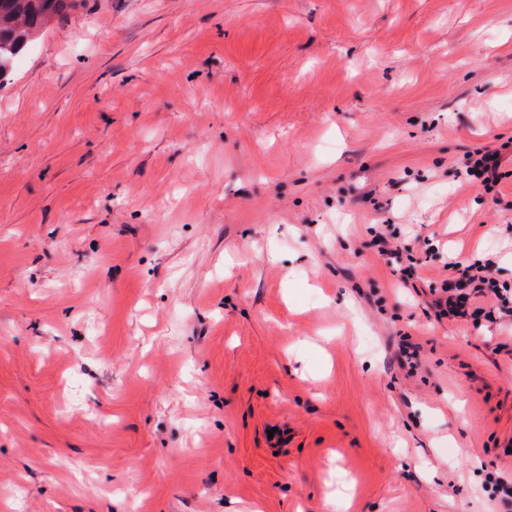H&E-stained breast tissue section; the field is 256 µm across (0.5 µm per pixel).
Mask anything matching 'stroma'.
I'll use <instances>...</instances> for the list:
<instances>
[{
  "label": "stroma",
  "instance_id": "35a3bbf8",
  "mask_svg": "<svg viewBox=\"0 0 512 512\" xmlns=\"http://www.w3.org/2000/svg\"><path fill=\"white\" fill-rule=\"evenodd\" d=\"M487 256L512 0H77L0 84V512H502ZM466 167V175L479 180L487 189L494 187L499 181L500 162L497 152H478L477 157ZM495 261L491 258L483 262L454 260L448 262L449 278L443 281L442 294L434 299L436 316L455 318L465 314L464 303L472 292L474 295H489L498 305L503 316H510L512 323V289L500 284L494 277ZM448 280L454 281V288H448ZM469 290L470 292H466Z\"/></svg>",
  "mask_w": 512,
  "mask_h": 512
}]
</instances>
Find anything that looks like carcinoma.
I'll return each mask as SVG.
<instances>
[{
    "mask_svg": "<svg viewBox=\"0 0 512 512\" xmlns=\"http://www.w3.org/2000/svg\"><path fill=\"white\" fill-rule=\"evenodd\" d=\"M73 7L75 0H0V81L36 35Z\"/></svg>",
    "mask_w": 512,
    "mask_h": 512,
    "instance_id": "carcinoma-1",
    "label": "carcinoma"
}]
</instances>
